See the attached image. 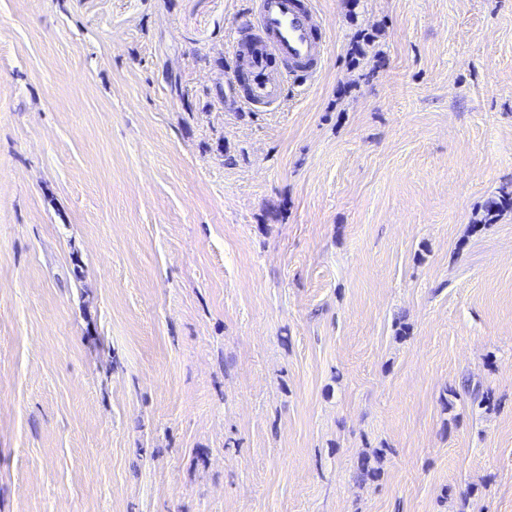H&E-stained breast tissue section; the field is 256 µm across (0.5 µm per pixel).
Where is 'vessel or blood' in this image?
I'll return each mask as SVG.
<instances>
[{
  "mask_svg": "<svg viewBox=\"0 0 512 512\" xmlns=\"http://www.w3.org/2000/svg\"><path fill=\"white\" fill-rule=\"evenodd\" d=\"M315 0H256L250 23L234 30L229 52L252 73L247 107L280 109L290 80L314 79L329 52Z\"/></svg>",
  "mask_w": 512,
  "mask_h": 512,
  "instance_id": "obj_1",
  "label": "vessel or blood"
}]
</instances>
